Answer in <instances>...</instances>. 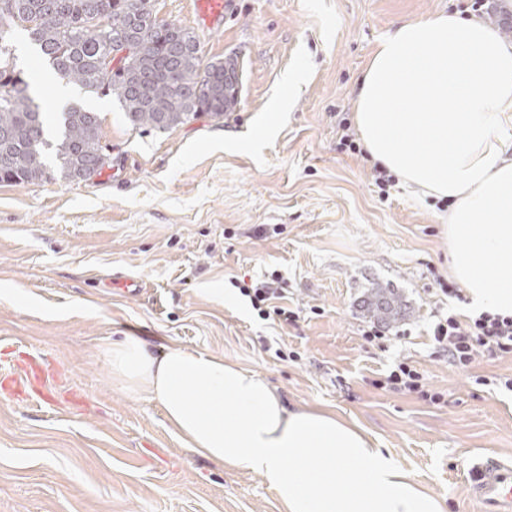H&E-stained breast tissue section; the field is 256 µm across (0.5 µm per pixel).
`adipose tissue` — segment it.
Listing matches in <instances>:
<instances>
[{
  "mask_svg": "<svg viewBox=\"0 0 512 512\" xmlns=\"http://www.w3.org/2000/svg\"><path fill=\"white\" fill-rule=\"evenodd\" d=\"M355 122L372 161L413 194L449 201L453 278L471 310L512 315V45L479 18L397 24L359 80ZM112 374L157 402L186 448L260 474L283 512H443L401 463L336 413L288 409L223 357L140 340Z\"/></svg>",
  "mask_w": 512,
  "mask_h": 512,
  "instance_id": "obj_1",
  "label": "adipose tissue"
}]
</instances>
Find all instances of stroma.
<instances>
[{
	"instance_id": "stroma-1",
	"label": "stroma",
	"mask_w": 512,
	"mask_h": 512,
	"mask_svg": "<svg viewBox=\"0 0 512 512\" xmlns=\"http://www.w3.org/2000/svg\"><path fill=\"white\" fill-rule=\"evenodd\" d=\"M195 0H152L205 59L238 56L241 101L168 131L132 127L118 102L89 99L108 162L66 184L0 183V512H280L254 473L185 448L160 405L112 378L109 344L208 351L260 375L294 409L356 423L444 512H469L465 467L482 449L512 458V395L490 381L512 359L473 371L434 355L448 273L447 202L401 184L380 191L370 164L338 150L358 80L379 38L458 0H228L203 28ZM18 69L41 111L59 86L34 46ZM278 271L298 322L258 318L236 283ZM143 284L130 296L114 277ZM232 298L219 302L209 289ZM398 293L403 335L366 344L370 289ZM424 370L432 404L376 387L402 359ZM487 385L475 384V376Z\"/></svg>"
}]
</instances>
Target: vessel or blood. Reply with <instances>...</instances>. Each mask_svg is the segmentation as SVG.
Masks as SVG:
<instances>
[{
    "mask_svg": "<svg viewBox=\"0 0 512 512\" xmlns=\"http://www.w3.org/2000/svg\"><path fill=\"white\" fill-rule=\"evenodd\" d=\"M204 27L213 29L224 23L226 0H196ZM469 496L478 512H512V460L494 452L469 462L465 472Z\"/></svg>",
    "mask_w": 512,
    "mask_h": 512,
    "instance_id": "1",
    "label": "vessel or blood"
}]
</instances>
